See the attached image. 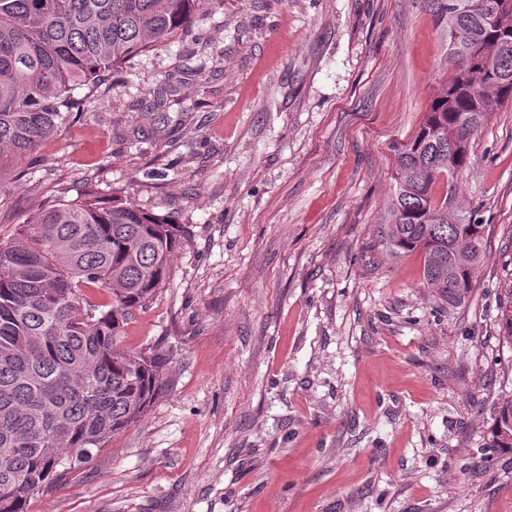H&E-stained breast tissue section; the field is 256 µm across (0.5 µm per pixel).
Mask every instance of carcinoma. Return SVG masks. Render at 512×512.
Masks as SVG:
<instances>
[{
	"instance_id": "obj_1",
	"label": "carcinoma",
	"mask_w": 512,
	"mask_h": 512,
	"mask_svg": "<svg viewBox=\"0 0 512 512\" xmlns=\"http://www.w3.org/2000/svg\"><path fill=\"white\" fill-rule=\"evenodd\" d=\"M212 0H0V177L75 119L100 77L172 42ZM448 33L452 75L396 147L381 240L419 252L437 297L462 301L484 225L452 185L488 113L512 102V0H427ZM185 228L89 190L50 201L0 243V512L29 501L135 426L162 389L167 355L121 347L132 313L167 280ZM512 450V398L489 427Z\"/></svg>"
}]
</instances>
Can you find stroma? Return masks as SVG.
Masks as SVG:
<instances>
[{
	"mask_svg": "<svg viewBox=\"0 0 512 512\" xmlns=\"http://www.w3.org/2000/svg\"><path fill=\"white\" fill-rule=\"evenodd\" d=\"M447 53L424 0H212L0 181V242L90 185L187 230L122 338L168 355L159 396L28 512H512L486 436L512 396V104L454 181L485 228L464 301L377 233Z\"/></svg>",
	"mask_w": 512,
	"mask_h": 512,
	"instance_id": "1",
	"label": "stroma"
}]
</instances>
